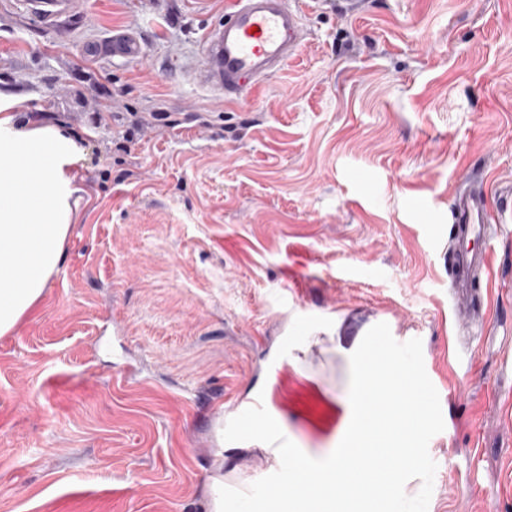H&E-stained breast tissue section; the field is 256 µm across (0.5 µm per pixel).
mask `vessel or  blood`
I'll list each match as a JSON object with an SVG mask.
<instances>
[{
	"mask_svg": "<svg viewBox=\"0 0 512 512\" xmlns=\"http://www.w3.org/2000/svg\"><path fill=\"white\" fill-rule=\"evenodd\" d=\"M26 11H37L46 22H56L85 11L87 0H17ZM301 11L295 0H230L224 23L203 37L198 72L199 82L225 95H237L261 86L280 73L301 45ZM113 57L141 59L144 50L129 31L113 33ZM454 223L465 234L488 238L490 225L500 223L501 214L489 205L487 188H472L469 181L458 183L451 210ZM455 267L489 271L488 253L457 250Z\"/></svg>",
	"mask_w": 512,
	"mask_h": 512,
	"instance_id": "b4317fda",
	"label": "vessel or blood"
}]
</instances>
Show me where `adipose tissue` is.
I'll list each match as a JSON object with an SVG mask.
<instances>
[{
	"instance_id": "ef3b65f1",
	"label": "adipose tissue",
	"mask_w": 512,
	"mask_h": 512,
	"mask_svg": "<svg viewBox=\"0 0 512 512\" xmlns=\"http://www.w3.org/2000/svg\"><path fill=\"white\" fill-rule=\"evenodd\" d=\"M80 154L64 124L21 126L0 101V336L36 306L62 264Z\"/></svg>"
}]
</instances>
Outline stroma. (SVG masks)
I'll return each mask as SVG.
<instances>
[{"label": "stroma", "instance_id": "35a3bbf8", "mask_svg": "<svg viewBox=\"0 0 512 512\" xmlns=\"http://www.w3.org/2000/svg\"><path fill=\"white\" fill-rule=\"evenodd\" d=\"M88 2L55 29L0 7V94L82 148L60 270L0 336V512H211L215 482L278 468L223 440L225 407L266 391L325 455L336 347L380 322L421 339L439 394L428 512H512V0H305L296 56L235 103L195 81L225 0ZM130 29L144 60L89 55ZM467 176L506 219L458 295Z\"/></svg>", "mask_w": 512, "mask_h": 512}]
</instances>
